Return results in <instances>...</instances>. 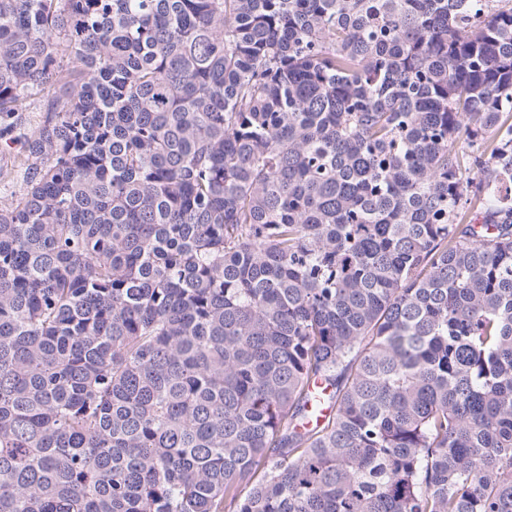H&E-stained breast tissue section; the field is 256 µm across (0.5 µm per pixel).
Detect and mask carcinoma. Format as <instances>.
Segmentation results:
<instances>
[{
  "instance_id": "cac0c4a2",
  "label": "carcinoma",
  "mask_w": 512,
  "mask_h": 512,
  "mask_svg": "<svg viewBox=\"0 0 512 512\" xmlns=\"http://www.w3.org/2000/svg\"><path fill=\"white\" fill-rule=\"evenodd\" d=\"M0 151V512H512V0H0Z\"/></svg>"
}]
</instances>
